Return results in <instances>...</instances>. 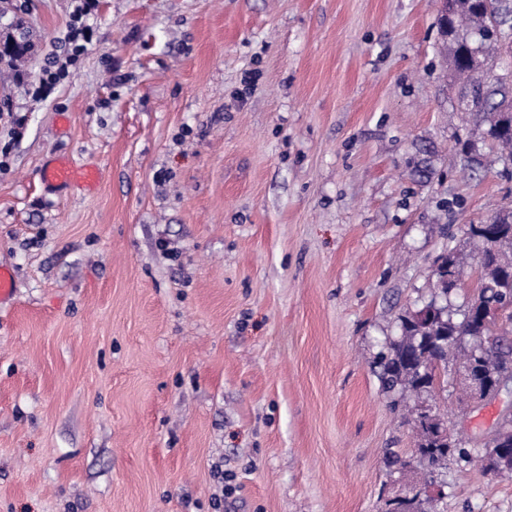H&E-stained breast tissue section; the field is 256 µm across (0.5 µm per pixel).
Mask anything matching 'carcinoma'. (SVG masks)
Listing matches in <instances>:
<instances>
[{"label": "carcinoma", "instance_id": "carcinoma-1", "mask_svg": "<svg viewBox=\"0 0 512 512\" xmlns=\"http://www.w3.org/2000/svg\"><path fill=\"white\" fill-rule=\"evenodd\" d=\"M490 26L491 17L479 0H471L448 18L452 72L467 87L472 85L474 52L488 62L505 54ZM503 96L502 88H488V100L469 111V123L480 140L512 153V113L499 112L493 106ZM474 148L469 140L458 152L462 169L483 165ZM463 233L478 252L477 276L465 282L460 252L448 246L436 259L435 297L400 317L399 336L390 341L387 352L379 354L384 389L399 395L396 406L407 396L419 399L447 391L448 369L462 360L477 359L478 368L490 378L512 379V212H498L497 222L489 228L466 224ZM466 287L472 288L473 297L457 318L446 301L455 290ZM411 423L417 433L412 458L421 467V478L405 492L404 500L388 501L385 512H399L404 505L416 512H436L435 499L428 494L435 472L447 468L450 460L471 461L468 442L448 436L437 410H432V422L427 424L418 404ZM484 447L512 448V416L502 419Z\"/></svg>", "mask_w": 512, "mask_h": 512}]
</instances>
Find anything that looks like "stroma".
<instances>
[{"label":"stroma","instance_id":"1","mask_svg":"<svg viewBox=\"0 0 512 512\" xmlns=\"http://www.w3.org/2000/svg\"><path fill=\"white\" fill-rule=\"evenodd\" d=\"M73 8L0 0L32 41L0 63V512H384L416 434L377 357L447 242L473 267L463 225L512 208V163L456 161L437 0H98L33 98L13 73ZM59 158L98 185H43ZM435 405L473 457L440 512H512L480 461L512 383ZM94 1H76L80 4L74 9L71 24L72 31L61 46L62 55L54 53L47 58L45 65L40 70L37 81L31 83L33 97L41 98L46 92L64 80L69 73L68 66L75 64L85 54L86 43L89 42L86 36L89 32V26L85 22L92 15V10L95 8Z\"/></svg>","mask_w":512,"mask_h":512}]
</instances>
